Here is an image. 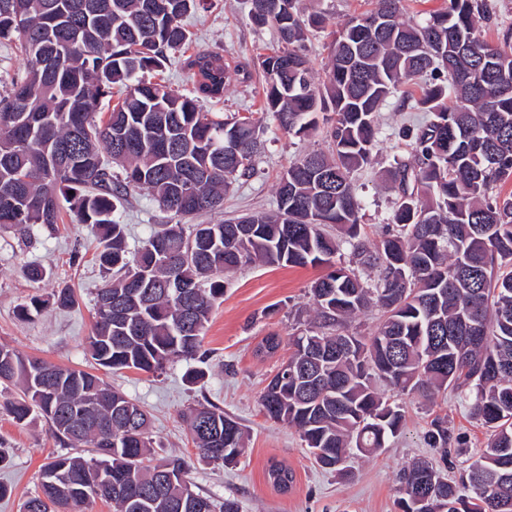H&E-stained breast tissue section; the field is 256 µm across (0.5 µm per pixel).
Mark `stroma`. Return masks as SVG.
<instances>
[{"label": "stroma", "mask_w": 512, "mask_h": 512, "mask_svg": "<svg viewBox=\"0 0 512 512\" xmlns=\"http://www.w3.org/2000/svg\"><path fill=\"white\" fill-rule=\"evenodd\" d=\"M308 12L326 16V29L311 37L307 49L315 70L327 61L332 31L351 17L369 9L370 0H302ZM184 24L192 34L190 52L219 50L230 64L251 62L259 53L276 48L269 28H261L249 16L248 0H207L204 10L188 15ZM263 77L251 71L245 81L232 82L221 100H204L205 109L224 117L257 118L263 132L254 158V171L231 187L221 210L198 216L201 224H217L253 212H272L279 177L303 154L327 148L322 131L299 138L284 134L272 114L264 112ZM424 113L407 108L402 96L390 98L381 110V141L372 165L356 173L357 192L363 202L362 234L378 240L392 221L395 193L385 182L394 160L407 159L411 148L400 139L399 130L423 121ZM122 217L129 228L128 245L137 249L141 240L161 224L173 223L144 190L132 192ZM96 241L90 229L65 220L53 232L40 231L26 238L9 227H0V344L29 358L62 367L94 371L87 351V338L94 326V304L104 275L94 261ZM46 268L49 278L25 277L26 264ZM323 266H249L224 281V300L211 315L203 338L209 355L206 374L199 383L185 381L190 364L176 361L157 374L128 370L108 375V382L140 402L151 415L152 434L165 452L194 457L188 424V407L211 403L235 418L245 431V454L233 467L196 461L191 480L196 491L214 500L236 498L242 512H397L400 477L405 467L420 458H433L424 433L435 415L448 418L454 436L466 447L451 449L448 474L457 476L468 459L487 441L489 432L470 419L457 395L440 391L423 397H402L406 412L403 433L386 448L355 460L353 474L342 479L314 462L298 432L267 419L261 412L260 395L266 378L289 355L281 347L270 356L257 355L262 339L270 334L287 338L297 322L313 316L309 289L326 274ZM71 288L76 304L70 309L48 308L41 316L25 320L18 307L29 298H49L60 288ZM18 391L0 384V485L8 492L0 497V512H22L25 499L38 490L41 471L61 446L42 420L17 423L4 405ZM284 462L295 473L288 492L277 491L268 482L265 469L270 460Z\"/></svg>", "instance_id": "obj_1"}]
</instances>
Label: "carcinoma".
Returning <instances> with one entry per match:
<instances>
[{
	"label": "carcinoma",
	"mask_w": 512,
	"mask_h": 512,
	"mask_svg": "<svg viewBox=\"0 0 512 512\" xmlns=\"http://www.w3.org/2000/svg\"><path fill=\"white\" fill-rule=\"evenodd\" d=\"M206 0H0V39L16 40L32 66L0 93V225L28 236L70 217L90 228L96 261L107 276L94 304L88 351L119 373L162 372L175 360L203 362L201 341L224 275L253 262L327 265L310 294L318 324L291 336V353L264 388L263 414L295 428L323 470L352 475L351 462L386 447L404 427V410L373 386L378 378L400 395L456 392L471 418L490 430L485 448L459 477L428 461L403 473L398 501L425 483L431 505L447 512H512V44L493 43L479 24L486 0H449L422 25L403 20L405 0H375L334 35L315 80L305 53L308 33L325 28L299 0H249L250 16L271 25L279 47L258 56L263 110L293 136L326 126L331 154L311 152L288 166L276 212L219 224H190L223 207L224 194L253 172L261 130L249 117L226 119L200 100L221 99L247 70L220 51L184 61L194 93L176 94L145 78L189 41L183 17ZM21 16L24 27L13 24ZM389 18L376 33L363 21ZM431 82L414 99L427 119L406 136L412 156L388 171L396 193L392 223L381 240L361 239L363 202L353 173L372 164L381 105L424 74ZM117 85L125 96L98 118ZM454 96L455 104L448 105ZM25 110L30 124L16 121ZM147 190L179 218L130 253L117 203ZM348 249L355 264L336 262ZM179 264H166L162 253ZM376 272L372 277L364 270ZM71 308L69 288L32 297L20 315L48 304ZM382 313L362 336L345 324L364 310ZM21 384L7 403L19 423L45 420L74 452L44 466L39 491L23 512H86L97 499L113 512H242L193 489L191 462L167 454L144 464L155 447L149 416L100 376L22 357L0 345V383ZM137 419L125 429L123 417ZM200 460L238 463L245 432L224 410L200 404L184 414ZM448 455L453 439L444 417L424 433ZM163 469L172 479L157 481ZM272 486L286 492L293 471L272 460Z\"/></svg>",
	"instance_id": "obj_1"
}]
</instances>
